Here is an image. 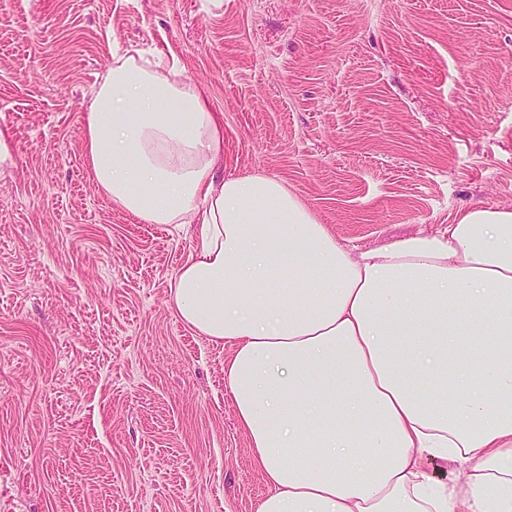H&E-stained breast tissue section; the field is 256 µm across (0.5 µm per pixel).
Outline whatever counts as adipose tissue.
<instances>
[{"mask_svg": "<svg viewBox=\"0 0 512 512\" xmlns=\"http://www.w3.org/2000/svg\"><path fill=\"white\" fill-rule=\"evenodd\" d=\"M180 75L115 57L84 156L120 210L195 227L173 302L231 349L256 512H512V208L350 248L283 180H217L224 126ZM426 454L472 462L461 493Z\"/></svg>", "mask_w": 512, "mask_h": 512, "instance_id": "obj_1", "label": "adipose tissue"}]
</instances>
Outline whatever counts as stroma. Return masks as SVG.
Returning a JSON list of instances; mask_svg holds the SVG:
<instances>
[{
  "instance_id": "obj_1",
  "label": "stroma",
  "mask_w": 512,
  "mask_h": 512,
  "mask_svg": "<svg viewBox=\"0 0 512 512\" xmlns=\"http://www.w3.org/2000/svg\"><path fill=\"white\" fill-rule=\"evenodd\" d=\"M179 60L221 178L286 181L380 247L512 206V0H0V512H255L230 348L177 316L192 225L112 205L83 156L114 56Z\"/></svg>"
}]
</instances>
